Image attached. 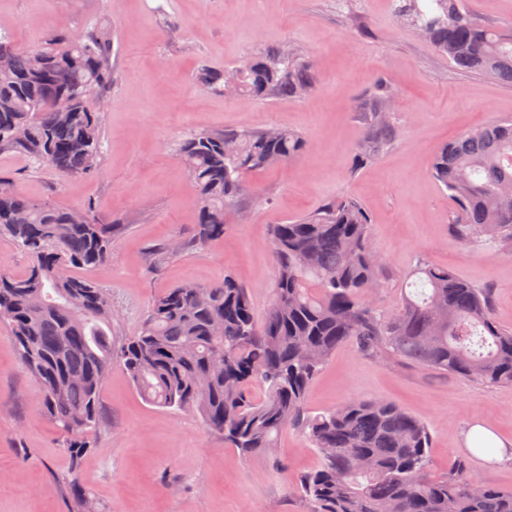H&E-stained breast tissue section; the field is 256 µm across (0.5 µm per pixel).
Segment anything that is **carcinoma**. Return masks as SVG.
Here are the masks:
<instances>
[{
	"label": "carcinoma",
	"instance_id": "obj_1",
	"mask_svg": "<svg viewBox=\"0 0 512 512\" xmlns=\"http://www.w3.org/2000/svg\"><path fill=\"white\" fill-rule=\"evenodd\" d=\"M438 50L464 70L512 83V32L479 21L467 0H396ZM112 37L97 25L83 35L51 34L19 50L0 32V152L21 154L33 170L58 178L98 172L102 153L95 100L112 85ZM228 70L201 69L206 88L247 97H299L313 75L302 59L278 49ZM275 136H270L269 132ZM191 132L178 155L196 190L193 241L151 251V265L199 250L224 235L226 216L242 201L237 184L305 151L287 129ZM381 113L369 114L368 154L392 139ZM434 178L456 202L452 228L466 244L512 251V119L471 129L444 145ZM72 209L0 188V238L30 259L21 273L0 271V324L41 386L40 407L64 435L78 464L92 447L100 393L118 362L149 404L192 412L244 455H268L280 432L298 428L319 455L299 479L309 512H512V489L478 480L464 461L432 474L428 426L398 405L358 399L313 414L305 401L322 364L344 343L484 384H512V329L492 315L490 293L425 259L414 290L391 314L371 300L384 266L370 218L354 199L330 203L272 226L273 298L258 321L250 291L232 276L211 285L182 284L155 298L135 335L116 344L112 295L72 271L112 259L122 224H101L92 206ZM219 322L222 333L212 330ZM71 512H91L86 490L62 476Z\"/></svg>",
	"mask_w": 512,
	"mask_h": 512
}]
</instances>
